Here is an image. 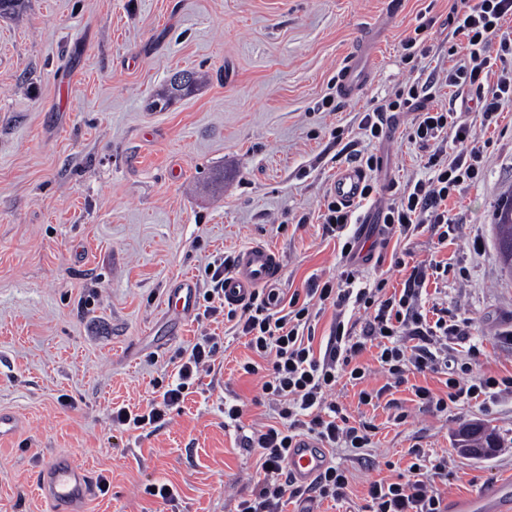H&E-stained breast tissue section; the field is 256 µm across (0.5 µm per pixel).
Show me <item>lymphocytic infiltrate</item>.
Instances as JSON below:
<instances>
[{
    "mask_svg": "<svg viewBox=\"0 0 512 512\" xmlns=\"http://www.w3.org/2000/svg\"><path fill=\"white\" fill-rule=\"evenodd\" d=\"M512 17V0H460L452 6L449 20L459 39L458 47L467 62L449 70V86L464 90L475 100L484 121L498 117L504 102L512 101V76L501 75L496 84L488 77L497 58L512 56V34L503 30V22ZM498 43L497 53H489L491 43ZM426 86L411 82L385 104L388 112H414L418 118L411 126L408 140L428 148L430 143L448 138L457 148L452 158L431 152L428 166L434 175L406 184L393 202L379 215L381 224L390 233L406 235L412 226H441L440 241H447L446 229L453 224L445 203L454 188L481 177L484 155L474 146L470 126L460 122L454 109L425 108ZM233 266L229 256L216 258L211 266L213 286L203 296L205 315L225 314L239 335L246 337L248 347L257 359L243 364L245 373L266 369L262 392L275 404L277 422L263 425L244 437L243 445L258 453L257 477L248 498L239 503L238 512H283L286 498L344 499L349 487L345 468L331 465L308 486L296 485L287 471L288 450L297 437L308 435L323 447L345 448L362 453L370 448L374 428L362 423L350 425L341 407L327 402L326 395L340 379L360 383L366 369L357 359L368 346L378 348L381 368L395 381L406 373L436 371L438 355L447 351L449 337L460 336L458 325L440 318L428 322L415 307L417 289L430 273L438 271L439 263L418 262L411 268L408 287L398 296H384V282L360 287L353 272L344 271L340 283L309 282L304 294L281 297L273 288L255 290L238 306L221 310L217 299L224 296V273ZM336 308L348 305L370 310L371 318L361 332L334 320L323 356L313 349L315 329L311 323L312 301ZM224 346L223 337L205 335L186 349L180 357L176 383L159 390L144 411L122 407L111 414L113 424L130 431L157 429L173 410L179 409L184 393ZM462 378L446 381V394L418 386L414 394L425 406L439 411L461 401L497 402L512 396V375L496 378L474 373L472 363L462 365ZM416 458L406 475L395 482H372L367 492L364 512H448V504L435 484L437 475L448 467L447 459H439L431 468H424L425 453L414 449Z\"/></svg>",
    "mask_w": 512,
    "mask_h": 512,
    "instance_id": "f902f5d3",
    "label": "lymphocytic infiltrate"
}]
</instances>
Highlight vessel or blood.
Returning a JSON list of instances; mask_svg holds the SVG:
<instances>
[{
  "label": "vessel or blood",
  "mask_w": 512,
  "mask_h": 512,
  "mask_svg": "<svg viewBox=\"0 0 512 512\" xmlns=\"http://www.w3.org/2000/svg\"><path fill=\"white\" fill-rule=\"evenodd\" d=\"M375 38L364 34L346 59L337 92L343 99L357 98L373 77L372 52ZM365 171L357 166L341 167L331 183V191L339 202L351 206L358 203ZM282 263L272 248L255 244L239 253L234 269L224 276V301L236 305L248 299L259 288L273 285L281 276ZM196 283L183 276L168 290L166 309L174 320L186 321L196 303ZM330 464L329 456L316 440L297 439L288 454V473L294 482L312 483ZM38 494L50 512H85L92 497L93 485L85 467L67 455H54L35 474ZM449 512H512V482H499L480 488L469 496L450 501Z\"/></svg>",
  "instance_id": "b4317fda"
}]
</instances>
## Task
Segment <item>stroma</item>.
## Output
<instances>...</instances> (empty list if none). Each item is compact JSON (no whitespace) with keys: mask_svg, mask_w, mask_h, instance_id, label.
Returning <instances> with one entry per match:
<instances>
[{"mask_svg":"<svg viewBox=\"0 0 512 512\" xmlns=\"http://www.w3.org/2000/svg\"><path fill=\"white\" fill-rule=\"evenodd\" d=\"M453 0H24L0 17V410L21 429L0 441V512H47L33 476L50 455L68 453L91 479L106 476L88 512H236L250 495L256 452L240 432L269 422L262 375L243 374L253 357L223 316L196 304L181 334L165 316L166 292L180 276L199 290L207 267L261 243L283 260L281 293L313 277L337 279L343 242L321 215L338 167L374 155L373 195L354 215L379 211L390 187L425 180L429 152L409 142L413 113L397 112L393 134L368 137L364 118L406 82H430L427 106L454 105L485 146L484 178L447 201L457 219L407 235L377 231L370 256L355 257L361 281L402 291L409 263L429 258L448 270L429 280L421 312L447 311L464 323L448 357L481 350L483 370L512 372V277L498 262L494 214L512 191V102L482 127L467 94L443 76L461 63L448 16ZM377 34L375 76L364 95L343 100L337 76L367 27ZM422 29L426 57L407 60L403 43ZM202 82L162 111L152 96L178 71ZM205 333L224 338L180 410L157 431L113 426L112 408L145 406L156 383L175 381L180 353ZM368 348L361 386L340 380L329 392L351 424L375 425L365 460L340 448L332 463L351 475L345 501L288 500L285 512H362L368 487L395 481L412 449L447 457L445 496L512 480V399L466 402L439 412L418 403L414 386L445 392L440 373L387 387ZM380 391L364 405L360 390ZM247 404L240 426L224 403ZM482 423L499 448L462 454L458 431ZM165 482L176 499L145 494Z\"/></svg>","mask_w":512,"mask_h":512,"instance_id":"35a3bbf8","label":"stroma"}]
</instances>
